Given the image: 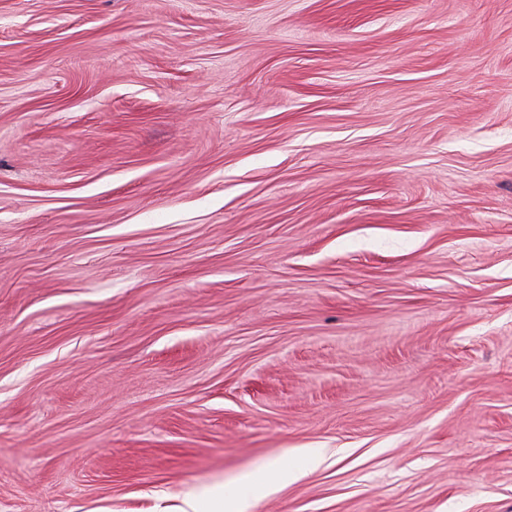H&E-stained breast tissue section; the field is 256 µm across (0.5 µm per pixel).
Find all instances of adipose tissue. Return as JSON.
<instances>
[{
    "instance_id": "obj_1",
    "label": "adipose tissue",
    "mask_w": 512,
    "mask_h": 512,
    "mask_svg": "<svg viewBox=\"0 0 512 512\" xmlns=\"http://www.w3.org/2000/svg\"><path fill=\"white\" fill-rule=\"evenodd\" d=\"M328 455L325 448L295 449L273 462L262 474L245 476L239 491L228 492L217 486L188 495L183 512H249L269 494L320 466Z\"/></svg>"
}]
</instances>
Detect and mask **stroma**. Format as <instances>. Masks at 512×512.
<instances>
[{
    "mask_svg": "<svg viewBox=\"0 0 512 512\" xmlns=\"http://www.w3.org/2000/svg\"><path fill=\"white\" fill-rule=\"evenodd\" d=\"M512 512V0H0V512ZM328 448H296L273 462L260 475H246L242 490L224 491L223 486L190 494L182 512H247L269 494L297 480L326 461Z\"/></svg>",
    "mask_w": 512,
    "mask_h": 512,
    "instance_id": "35a3bbf8",
    "label": "stroma"
}]
</instances>
